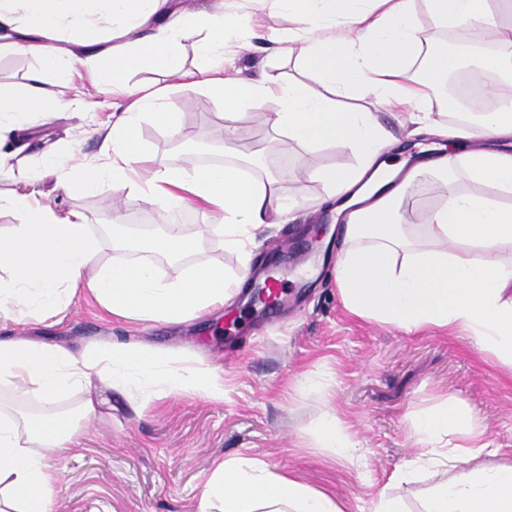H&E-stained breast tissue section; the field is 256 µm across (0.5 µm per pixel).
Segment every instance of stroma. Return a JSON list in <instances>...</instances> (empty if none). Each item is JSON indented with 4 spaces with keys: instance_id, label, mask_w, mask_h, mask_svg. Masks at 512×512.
<instances>
[{
    "instance_id": "35a3bbf8",
    "label": "stroma",
    "mask_w": 512,
    "mask_h": 512,
    "mask_svg": "<svg viewBox=\"0 0 512 512\" xmlns=\"http://www.w3.org/2000/svg\"><path fill=\"white\" fill-rule=\"evenodd\" d=\"M414 6L422 49L410 65L411 74L422 73L430 46H447L457 53L459 67L473 72L490 54L512 58V12L500 11L497 33L474 42L466 31L433 20L422 0ZM226 65L247 77L299 80L313 92L321 90L300 63L298 43L285 37L273 42L244 33L241 47L227 54ZM129 81L168 87L182 114L179 132H163L146 121L141 135L149 153L184 169L200 166L205 156L226 161L259 156L285 195L308 202L325 193L324 185L310 177L311 169L358 163L355 153L341 145L310 155L270 152L275 134L251 107L238 121L234 141L220 145L223 109L206 89L183 91L151 70L131 72ZM447 96L448 83L440 81L424 106V120L372 95L355 94L340 103L374 113L391 138L384 159L413 165L428 160L427 149L435 144L447 145L452 154L471 147L440 134L454 124ZM62 102L56 116L8 134L16 151L14 175L0 182V192L32 193L59 214L81 213L90 233L102 240L101 261L150 257L144 243L116 247L105 238L103 226L116 206L128 225L155 224L162 230L187 225L196 247L177 259H156L163 279L176 280L210 262L222 264L227 276L239 274V254L220 248L217 234L202 232L204 210L173 214L119 187L98 195H67L55 190L54 178L28 181L26 171L47 148L98 160L102 138L97 128L126 106L123 99L97 92L80 104L67 94ZM475 189L460 169L449 173L444 185L426 173L409 187L399 211L404 223L420 225L450 194ZM340 228L332 209H303L259 236L252 272L288 273L286 294L271 310L252 305L253 286L247 283L223 307L182 323L112 314L82 290L64 296L58 313L47 320L0 318L1 339L22 337L89 354L112 342L143 344L224 377L220 402L182 392L105 390L104 403L88 429L78 433L76 447L51 458L59 471L52 512H198L203 484L215 464L231 456L260 459L335 494L350 512H371L376 489L421 451L413 431L415 416L447 398L463 407L499 448L500 460L511 459L512 370L479 352L466 336L441 329L408 333L349 312L334 276ZM332 405L358 443L354 464L338 461L315 441V428Z\"/></svg>"
}]
</instances>
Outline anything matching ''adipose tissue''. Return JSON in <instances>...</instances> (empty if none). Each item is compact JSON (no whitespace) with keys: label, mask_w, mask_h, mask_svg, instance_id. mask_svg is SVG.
<instances>
[{"label":"adipose tissue","mask_w":512,"mask_h":512,"mask_svg":"<svg viewBox=\"0 0 512 512\" xmlns=\"http://www.w3.org/2000/svg\"><path fill=\"white\" fill-rule=\"evenodd\" d=\"M264 9L295 17L305 37L303 67L326 92L313 94L302 82L245 79L224 73L225 46L248 25L246 16L216 0L210 8L187 0H0V56L21 55L38 67L19 89L0 86V145L8 132L49 118L61 101L47 92L44 76L81 99L87 90L108 91L129 101L103 136L95 163L49 153L29 169V180L52 176L69 195H93L122 187L152 206L173 213L208 207L226 247L250 261L257 232L270 217H287L296 200L279 192L271 176H247L236 162L205 164L193 171L156 161L141 138V124L176 132L182 117L166 88H139L124 79L132 70H157L178 87H203L224 107V135L233 139L239 110H264L281 153H310L341 144L359 157L357 166L328 167L313 176L328 199L347 208L336 281L346 308L408 332L462 331L480 352L512 370V265L490 259L501 244H512V153L477 149L454 158L420 162L410 174L449 165L463 166L479 193L455 194L432 210L422 235L401 224L397 203L407 184L401 165L382 161L389 138L373 113L344 111L337 97L373 94L403 107L421 106L435 80L454 68L455 54L436 50L425 76L410 73L418 48L413 0H261ZM437 21L473 30L482 37L497 26L490 0H425ZM197 41L198 64L185 71L181 49ZM500 107L459 129L463 138H512V80L497 89ZM17 224L0 228V311L26 304L50 316L61 291H76L83 270H92L88 292L109 311L182 322L221 306L241 286L214 263L165 282L148 261L101 263V241L79 213L59 216L33 195L0 197ZM124 364L147 387L201 393L220 399L224 379L214 370L173 364L148 346L119 345L89 355L30 340L0 339V388L20 389L46 404L64 391L90 389L108 381ZM96 413L86 398L78 413L31 417L0 407V512H51L58 472L47 453L70 450L82 422ZM414 434L436 469L422 512H512V461L467 468L479 456L498 451L472 429L455 402L444 401L418 416ZM334 458L354 459L355 441L337 411H329L315 432ZM345 512L335 495L271 469L261 460L228 457L205 483L198 512Z\"/></svg>","instance_id":"obj_1"}]
</instances>
